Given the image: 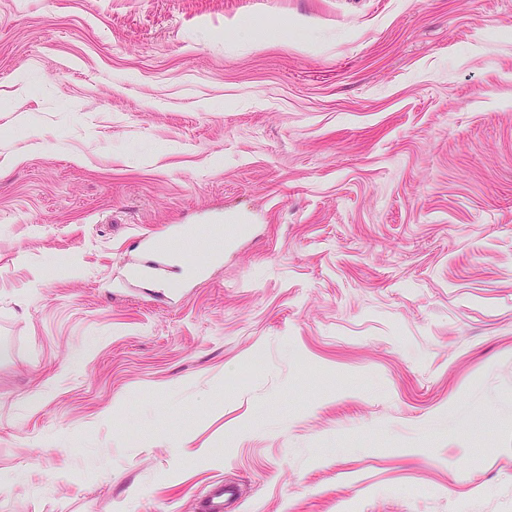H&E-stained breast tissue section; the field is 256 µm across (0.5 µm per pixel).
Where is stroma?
Segmentation results:
<instances>
[{"mask_svg": "<svg viewBox=\"0 0 512 512\" xmlns=\"http://www.w3.org/2000/svg\"><path fill=\"white\" fill-rule=\"evenodd\" d=\"M0 472V512H512V0H0ZM180 233H165L164 230L159 234H148L143 238L146 249L155 256H168L176 254L173 248L172 240L175 238L184 241H194L201 235L199 225H180ZM236 493L235 487L231 485L218 484L213 486L206 497L202 512H224Z\"/></svg>", "mask_w": 512, "mask_h": 512, "instance_id": "stroma-1", "label": "stroma"}]
</instances>
